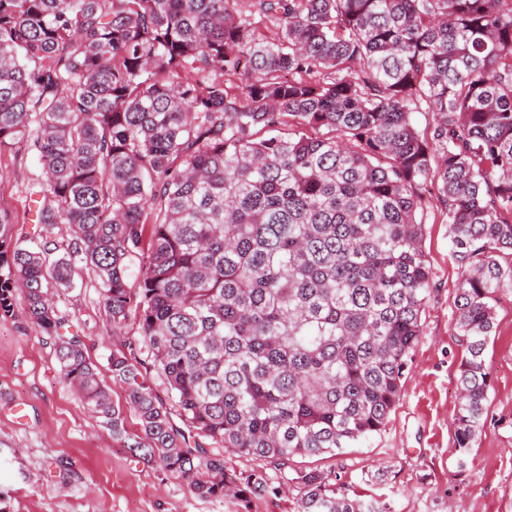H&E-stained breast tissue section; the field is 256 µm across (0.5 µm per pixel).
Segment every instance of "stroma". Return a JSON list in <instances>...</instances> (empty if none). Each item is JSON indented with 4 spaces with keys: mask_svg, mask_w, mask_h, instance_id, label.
<instances>
[{
    "mask_svg": "<svg viewBox=\"0 0 512 512\" xmlns=\"http://www.w3.org/2000/svg\"><path fill=\"white\" fill-rule=\"evenodd\" d=\"M41 175L28 141L0 151V209L13 238L42 234L68 238L66 226L42 229L30 185ZM423 249L433 271V293L422 314L423 332L403 381L400 400L381 434L337 455L295 458V470L330 474L351 497L375 498L390 512H512V295L496 304V331L484 353L490 373L484 427L466 462L455 448L458 365L463 349L453 327L461 271L451 256L448 226L427 199ZM66 329L81 337L87 355L117 404L126 394L112 377L114 341L92 274L78 271L71 287L53 290ZM199 444L224 458L240 479L265 471L266 493L200 498L178 479L138 462L60 374L54 339L31 318L15 293L0 316V507L5 512H298L299 491L273 466Z\"/></svg>",
    "mask_w": 512,
    "mask_h": 512,
    "instance_id": "obj_1",
    "label": "stroma"
}]
</instances>
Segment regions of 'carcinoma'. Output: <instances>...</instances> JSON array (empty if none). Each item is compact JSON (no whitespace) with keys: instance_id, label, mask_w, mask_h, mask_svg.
<instances>
[{"instance_id":"1","label":"carcinoma","mask_w":512,"mask_h":512,"mask_svg":"<svg viewBox=\"0 0 512 512\" xmlns=\"http://www.w3.org/2000/svg\"><path fill=\"white\" fill-rule=\"evenodd\" d=\"M19 140L41 165L36 223L70 239L51 259L0 211V316L21 290L122 440V407L45 288L93 270L112 331L136 311L147 351L110 355L147 441L129 449L198 497L243 493L194 432L274 465L299 512H381L288 468L370 439L396 408L431 294L435 185L463 271L465 466L512 293V0H0V149Z\"/></svg>"}]
</instances>
